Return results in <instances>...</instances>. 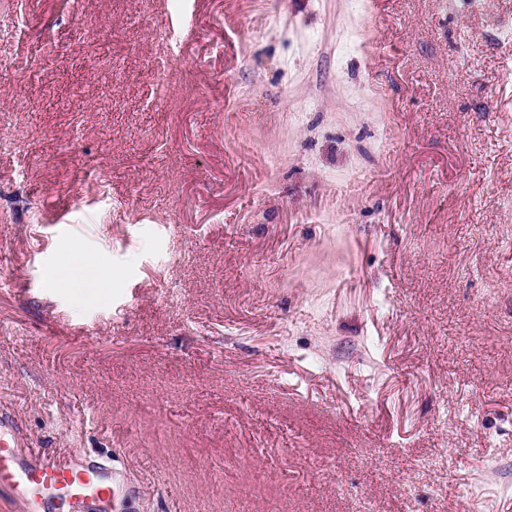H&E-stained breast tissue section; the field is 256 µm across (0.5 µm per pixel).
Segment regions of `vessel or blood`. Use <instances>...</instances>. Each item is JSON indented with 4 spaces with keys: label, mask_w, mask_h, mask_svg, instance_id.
I'll list each match as a JSON object with an SVG mask.
<instances>
[{
    "label": "vessel or blood",
    "mask_w": 512,
    "mask_h": 512,
    "mask_svg": "<svg viewBox=\"0 0 512 512\" xmlns=\"http://www.w3.org/2000/svg\"><path fill=\"white\" fill-rule=\"evenodd\" d=\"M4 490L25 499L31 512H40L46 503L55 512H96L114 488L106 465L68 466L50 456L28 462L1 439L0 491Z\"/></svg>",
    "instance_id": "1"
}]
</instances>
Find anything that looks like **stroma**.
I'll use <instances>...</instances> for the list:
<instances>
[{
    "label": "stroma",
    "mask_w": 512,
    "mask_h": 512,
    "mask_svg": "<svg viewBox=\"0 0 512 512\" xmlns=\"http://www.w3.org/2000/svg\"><path fill=\"white\" fill-rule=\"evenodd\" d=\"M2 137L12 446L108 512H512V0H0Z\"/></svg>",
    "instance_id": "1"
}]
</instances>
